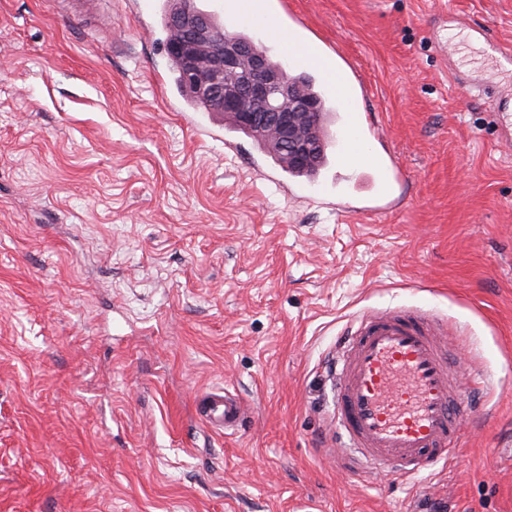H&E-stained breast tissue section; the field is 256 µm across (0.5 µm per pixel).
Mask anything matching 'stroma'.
<instances>
[{"instance_id":"35a3bbf8","label":"stroma","mask_w":512,"mask_h":512,"mask_svg":"<svg viewBox=\"0 0 512 512\" xmlns=\"http://www.w3.org/2000/svg\"><path fill=\"white\" fill-rule=\"evenodd\" d=\"M362 87L399 206L313 192L175 83L142 0H0V512H512V0H285ZM460 335L475 415L419 481L349 466L351 319ZM239 395L236 433L196 414Z\"/></svg>"}]
</instances>
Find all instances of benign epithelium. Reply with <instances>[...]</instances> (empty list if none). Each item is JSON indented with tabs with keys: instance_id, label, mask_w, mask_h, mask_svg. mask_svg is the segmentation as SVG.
<instances>
[{
	"instance_id": "benign-epithelium-1",
	"label": "benign epithelium",
	"mask_w": 512,
	"mask_h": 512,
	"mask_svg": "<svg viewBox=\"0 0 512 512\" xmlns=\"http://www.w3.org/2000/svg\"><path fill=\"white\" fill-rule=\"evenodd\" d=\"M178 2L167 52L178 62L185 87L256 139L287 152L291 164L315 166L325 150L317 129L318 102L249 40L237 35L217 40L190 0Z\"/></svg>"
}]
</instances>
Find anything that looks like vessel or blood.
<instances>
[{
  "label": "vessel or blood",
  "mask_w": 512,
  "mask_h": 512,
  "mask_svg": "<svg viewBox=\"0 0 512 512\" xmlns=\"http://www.w3.org/2000/svg\"><path fill=\"white\" fill-rule=\"evenodd\" d=\"M299 59L351 101V81L337 69L335 56L306 40ZM375 135L363 113H343L337 162H356L362 145ZM374 180L386 195L405 178L390 163L376 167ZM447 334L446 323L414 308L369 309L346 329L334 367L343 447L411 480L452 455L462 436V417ZM243 413L239 402L216 395L204 419L219 430H234Z\"/></svg>",
  "instance_id": "obj_1"
}]
</instances>
